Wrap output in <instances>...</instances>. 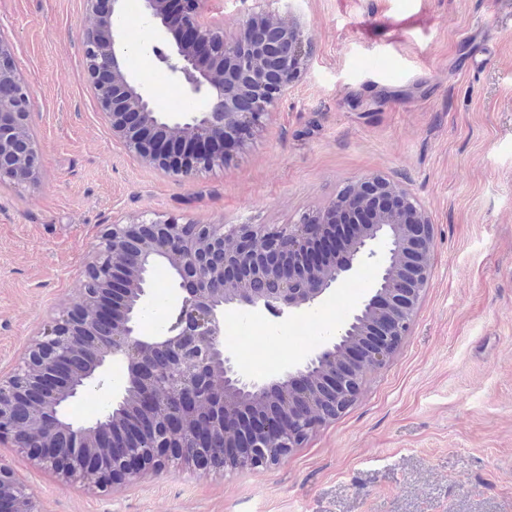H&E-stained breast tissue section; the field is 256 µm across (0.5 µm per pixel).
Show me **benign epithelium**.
Segmentation results:
<instances>
[{"label": "benign epithelium", "instance_id": "benign-epithelium-1", "mask_svg": "<svg viewBox=\"0 0 512 512\" xmlns=\"http://www.w3.org/2000/svg\"><path fill=\"white\" fill-rule=\"evenodd\" d=\"M82 31L85 75L112 127V136L143 164L192 179L237 149L288 93L310 53L312 35L288 19L254 13L228 40L208 20V0H143L159 45L160 63L183 78L184 91L204 107L182 118L157 112L154 100L126 72L118 23L124 0H88ZM29 85L17 77L0 42V181L31 182L39 153L28 127ZM352 218L358 231L328 256L315 250L332 224ZM434 225L414 198L381 175L350 183L335 199L296 224H181L141 219L110 224L85 265L79 301L27 347L13 373L0 380V444L23 449L41 467L102 491L186 456L203 468L235 458L236 470L266 468L298 448L354 403L366 374L383 366L411 328L429 286ZM162 257L180 290L159 335L138 330L137 311L149 297L147 270ZM372 288L328 343L265 383L246 375L224 344V311L265 310L276 317L316 304L369 259ZM364 337V354L336 366V351ZM121 361L120 406L131 398L153 407L171 399L186 411L224 408L214 421L208 458L199 442H180L185 415L125 455L101 452L95 437L112 420L76 425L64 420L69 399L92 385L108 359ZM219 374L210 373L215 365ZM261 392L284 407L282 421H246L237 393ZM0 512H38L24 484L0 465Z\"/></svg>", "mask_w": 512, "mask_h": 512}]
</instances>
